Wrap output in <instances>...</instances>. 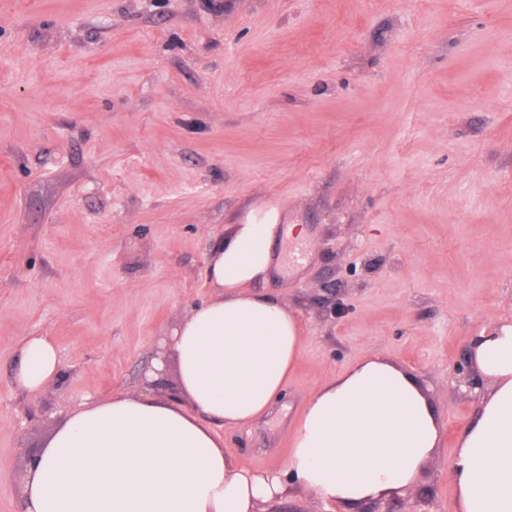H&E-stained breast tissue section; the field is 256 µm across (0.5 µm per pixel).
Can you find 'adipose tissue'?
Instances as JSON below:
<instances>
[{
  "label": "adipose tissue",
  "mask_w": 512,
  "mask_h": 512,
  "mask_svg": "<svg viewBox=\"0 0 512 512\" xmlns=\"http://www.w3.org/2000/svg\"><path fill=\"white\" fill-rule=\"evenodd\" d=\"M275 227L235 225L207 261L212 298L164 343L179 394L92 401L58 426L30 463L25 512H255L294 488L348 512L416 486L438 454L440 424L423 386L368 354L307 403L280 472L240 468L217 424L251 422L282 392L302 345L296 315L252 292L266 277ZM17 385L37 392L61 372L56 347H20ZM469 360L490 382L457 440L451 480L458 512H512V322L482 331Z\"/></svg>",
  "instance_id": "adipose-tissue-1"
}]
</instances>
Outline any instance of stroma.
Listing matches in <instances>:
<instances>
[{
	"instance_id": "1",
	"label": "stroma",
	"mask_w": 512,
	"mask_h": 512,
	"mask_svg": "<svg viewBox=\"0 0 512 512\" xmlns=\"http://www.w3.org/2000/svg\"><path fill=\"white\" fill-rule=\"evenodd\" d=\"M270 208L253 289L302 348L225 449L283 470L309 398L380 354L441 439L378 508L456 512L479 401L454 361L512 320V0H0V512H23L27 457L69 414L142 391L157 338L211 298L215 246ZM31 336L61 360L37 393L15 384Z\"/></svg>"
}]
</instances>
